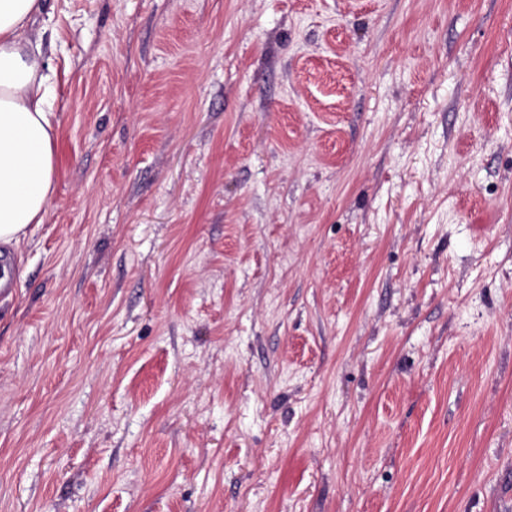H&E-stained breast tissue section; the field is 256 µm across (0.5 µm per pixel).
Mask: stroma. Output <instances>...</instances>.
Here are the masks:
<instances>
[{"label":"stroma","instance_id":"1","mask_svg":"<svg viewBox=\"0 0 512 512\" xmlns=\"http://www.w3.org/2000/svg\"><path fill=\"white\" fill-rule=\"evenodd\" d=\"M56 190L0 246V512H512V0H46Z\"/></svg>","mask_w":512,"mask_h":512}]
</instances>
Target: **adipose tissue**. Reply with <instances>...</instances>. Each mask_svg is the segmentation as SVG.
Instances as JSON below:
<instances>
[{
	"label": "adipose tissue",
	"mask_w": 512,
	"mask_h": 512,
	"mask_svg": "<svg viewBox=\"0 0 512 512\" xmlns=\"http://www.w3.org/2000/svg\"><path fill=\"white\" fill-rule=\"evenodd\" d=\"M44 0H0V245L42 223L55 189L51 76L30 27Z\"/></svg>",
	"instance_id": "ef3b65f1"
}]
</instances>
